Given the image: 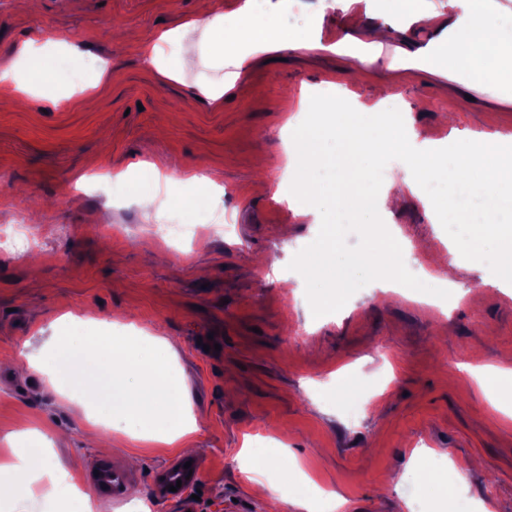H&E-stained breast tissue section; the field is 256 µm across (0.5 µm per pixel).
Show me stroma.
Masks as SVG:
<instances>
[{
	"label": "stroma",
	"mask_w": 512,
	"mask_h": 512,
	"mask_svg": "<svg viewBox=\"0 0 512 512\" xmlns=\"http://www.w3.org/2000/svg\"><path fill=\"white\" fill-rule=\"evenodd\" d=\"M199 0H0V53L37 39L55 65L53 85L0 104V196L31 215L35 245L18 255L7 243L15 218L0 209V462L40 448L54 471L39 488L0 500V512H68L76 492L92 512H182L156 485L177 448H154L131 418L107 419L90 393L51 385V337L147 332L170 340L167 363L186 384L197 419L191 436L200 499L193 512H444L421 472L447 476L461 512H512V417L469 373L472 365L512 369V285L496 264L458 249L463 228L443 205L405 192L388 213L341 215L325 196L298 218L283 158L290 125L311 113L301 94L326 86L350 107L391 97L408 113L419 140L441 141L455 129H478L512 143V103L478 91L451 90L424 71L392 79L383 47L375 70L349 74L344 56L285 53L257 58L222 106L196 99L208 76L200 54L180 63L184 80L165 82L146 68L137 45L194 17ZM284 31L310 30L331 43L354 29L390 22L383 0L349 11L320 12L317 0H294ZM111 77L85 106L65 96L87 81L99 59ZM166 178L164 218L191 224L196 240L152 238L135 198L139 164ZM204 165L223 186L169 180L172 162ZM124 171L101 184L100 169ZM86 189L69 194L75 175ZM196 201L193 212L179 202ZM215 224L232 225L214 235ZM342 233L332 260L336 280L300 272L296 246L316 242L324 225ZM395 229L417 260L455 268V282L432 304L399 294L409 284L404 259L395 290L369 275L363 257L374 225ZM340 307L317 314L332 293ZM213 337L219 351L198 338ZM279 442L299 464L295 477L251 470L247 447ZM132 472L128 502L103 501L89 476L103 461ZM321 492L301 506L298 481Z\"/></svg>",
	"instance_id": "1"
}]
</instances>
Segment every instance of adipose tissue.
Here are the masks:
<instances>
[{
  "instance_id": "1",
  "label": "adipose tissue",
  "mask_w": 512,
  "mask_h": 512,
  "mask_svg": "<svg viewBox=\"0 0 512 512\" xmlns=\"http://www.w3.org/2000/svg\"><path fill=\"white\" fill-rule=\"evenodd\" d=\"M254 2L244 0L229 15L206 9L179 27L155 32L140 43L141 56L161 79L179 82L183 75L169 49L190 55L206 47L217 74L194 83L193 95L219 103L225 88L247 73L255 57L281 51L315 56L329 49L347 54L351 71L366 72L376 67L378 51L387 45L393 49L390 70L428 71L467 88L489 89L499 101L512 103V22L502 21L489 8V0H448L458 10L452 17L431 8L427 0H389L394 23L375 28L369 34L368 50L352 53L346 47L353 34H345L328 47L306 30L282 32L274 0L261 12L255 10ZM420 28L430 29L434 37L425 46L409 50L406 36ZM195 30L201 31L202 43L189 40V33ZM241 44L246 47L242 53L237 50ZM51 77L47 58L37 48L26 45L17 53L0 54V99L33 92ZM407 126L401 113L376 106L352 109L340 101L334 122L318 118L298 128L289 151L295 185L288 196L290 209L299 216L309 215L327 193L351 212L386 207L394 183L367 194L337 184L310 183L306 173L315 164L357 171L386 153H407ZM327 135L333 137L335 146L326 153L320 141ZM430 181L444 182L455 200L446 211L449 223L468 225L463 250L475 255L487 241H495L500 254L498 277L512 282V225L502 221L503 216H512V193L506 190L512 181V153L504 150L502 137L465 129L443 142H423L413 177L401 185L411 189ZM476 199L486 201V208L465 217L463 204ZM53 342V382L88 388L113 416L135 418L145 439L167 447H187L196 420L187 411L183 380L165 363L164 354L171 349L166 338L90 336L77 346L57 336ZM130 374L144 378L141 389L126 385Z\"/></svg>"
}]
</instances>
